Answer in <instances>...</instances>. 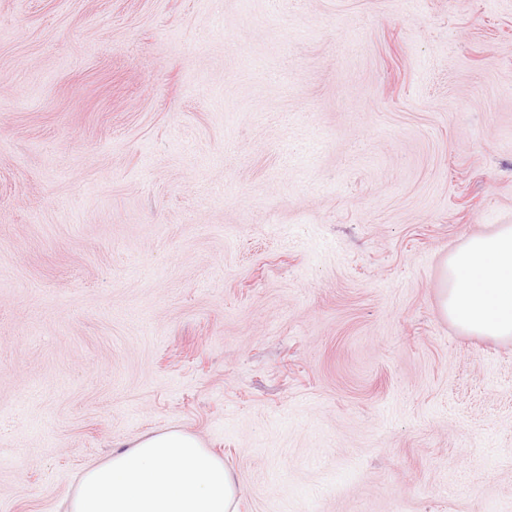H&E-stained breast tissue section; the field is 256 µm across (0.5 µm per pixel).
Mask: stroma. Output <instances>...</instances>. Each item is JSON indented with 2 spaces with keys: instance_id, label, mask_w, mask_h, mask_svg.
Listing matches in <instances>:
<instances>
[{
  "instance_id": "1",
  "label": "stroma",
  "mask_w": 512,
  "mask_h": 512,
  "mask_svg": "<svg viewBox=\"0 0 512 512\" xmlns=\"http://www.w3.org/2000/svg\"><path fill=\"white\" fill-rule=\"evenodd\" d=\"M512 0H0V512L178 428L237 512H512ZM440 308L464 332L512 340V225L470 238L444 267Z\"/></svg>"
}]
</instances>
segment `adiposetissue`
Wrapping results in <instances>:
<instances>
[{
	"label": "adipose tissue",
	"mask_w": 512,
	"mask_h": 512,
	"mask_svg": "<svg viewBox=\"0 0 512 512\" xmlns=\"http://www.w3.org/2000/svg\"><path fill=\"white\" fill-rule=\"evenodd\" d=\"M440 308L464 332L512 340V225L470 238L444 267ZM231 470L196 436L166 430L85 469L69 512H236Z\"/></svg>",
	"instance_id": "obj_1"
}]
</instances>
